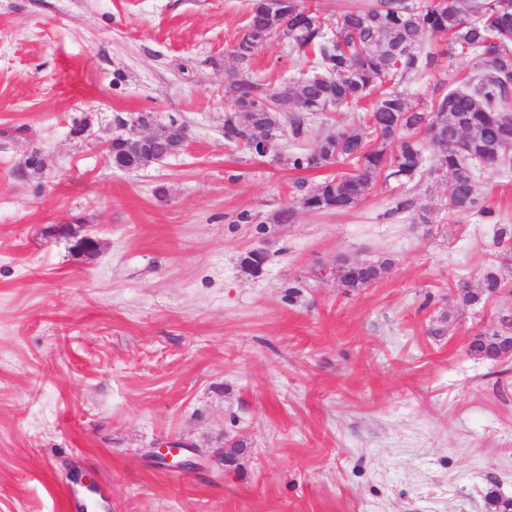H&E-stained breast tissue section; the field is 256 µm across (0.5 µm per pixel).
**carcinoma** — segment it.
Segmentation results:
<instances>
[{"instance_id":"obj_1","label":"carcinoma","mask_w":512,"mask_h":512,"mask_svg":"<svg viewBox=\"0 0 512 512\" xmlns=\"http://www.w3.org/2000/svg\"><path fill=\"white\" fill-rule=\"evenodd\" d=\"M275 34L288 38V55L304 65L297 76L272 88L247 69L260 38ZM431 38L447 41L448 65L455 55L474 63L462 86L436 93L422 112L407 89L439 63ZM233 54L242 73L234 80L224 117V139L232 144L262 157L249 127L260 134L280 127L295 140L307 131L306 115L328 105L356 114L355 130L324 135L315 150L290 158L298 170L347 165L304 194L303 207L344 211L379 183L417 184L438 173L452 177V207L498 224L492 208L478 206L475 186L484 165L512 169V84L502 79L504 70H512V0H356L334 18L306 0H251ZM116 144L119 162L137 169L172 149V141L159 140L139 155L130 152L124 136L116 137ZM495 243L499 256L512 258V229L499 224ZM391 265L389 260L345 263L336 278L345 288H367ZM458 291L464 306L485 305L512 293V279L489 271L478 290L462 284ZM501 336L512 337V314L472 334L468 354L497 362ZM485 498L490 512H512V498L494 489Z\"/></svg>"}]
</instances>
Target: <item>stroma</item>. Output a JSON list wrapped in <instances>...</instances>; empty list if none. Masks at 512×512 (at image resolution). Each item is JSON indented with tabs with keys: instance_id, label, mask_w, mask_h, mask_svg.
I'll return each instance as SVG.
<instances>
[{
	"instance_id": "35a3bbf8",
	"label": "stroma",
	"mask_w": 512,
	"mask_h": 512,
	"mask_svg": "<svg viewBox=\"0 0 512 512\" xmlns=\"http://www.w3.org/2000/svg\"><path fill=\"white\" fill-rule=\"evenodd\" d=\"M249 4L0 0V512H66V488L78 512H489L487 488L512 497V362L467 353L512 295L473 308L457 292L512 277L496 224L457 213L434 175L404 211L394 184L344 212L302 207L335 169L288 157L353 129L348 112L309 116L311 137L265 157L228 143ZM472 65L426 71L413 104ZM249 73L287 81V40ZM142 114L186 142L116 170L103 146ZM34 150L43 170L18 176ZM476 191L512 225V170L484 169ZM287 206L294 222L275 223ZM76 218L95 253L59 234ZM256 248L257 276L240 265ZM387 258L367 288L336 277ZM449 311L453 330L431 335ZM231 438L246 448L228 467ZM169 440L199 467L147 457Z\"/></svg>"
}]
</instances>
